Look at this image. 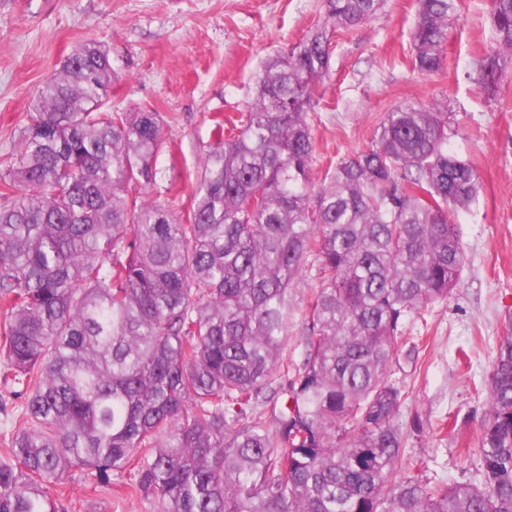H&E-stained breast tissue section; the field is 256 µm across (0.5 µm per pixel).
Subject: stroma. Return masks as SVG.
<instances>
[{"label":"stroma","mask_w":512,"mask_h":512,"mask_svg":"<svg viewBox=\"0 0 512 512\" xmlns=\"http://www.w3.org/2000/svg\"><path fill=\"white\" fill-rule=\"evenodd\" d=\"M324 20V0H0V161L30 121L36 91L79 44L108 49L118 78L108 111L152 110L164 119L157 174L143 193L187 216L201 156L216 123L245 111L260 63ZM415 0H384L367 23L331 36L323 109L311 117L314 171L368 148L402 102L438 101L458 130L448 147L468 160L477 198L455 215L467 262L452 296L413 324L418 357L393 365L405 383L403 422L421 416L408 455L436 481L480 466L494 349L512 313V73L489 93L466 77L495 47L487 0H458L442 69L414 70ZM62 512H159L130 488L73 479L52 485Z\"/></svg>","instance_id":"35a3bbf8"}]
</instances>
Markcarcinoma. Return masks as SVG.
<instances>
[{
  "instance_id": "obj_1",
  "label": "carcinoma",
  "mask_w": 512,
  "mask_h": 512,
  "mask_svg": "<svg viewBox=\"0 0 512 512\" xmlns=\"http://www.w3.org/2000/svg\"><path fill=\"white\" fill-rule=\"evenodd\" d=\"M382 0H325L348 30ZM456 0H417L412 64L441 69ZM512 71V0H489ZM317 27L269 59L247 111L212 130L186 218L142 195L163 142L157 112H103L116 73L88 41L40 87L0 172V379L24 425L0 457V512H60L48 485L114 472L160 512H512V315L462 482L405 452L411 319L447 300L465 254L451 216L476 196L448 151L440 103L407 100L374 144L312 170L309 113L330 69ZM319 288L297 314L307 269ZM303 326L288 364L290 328Z\"/></svg>"
}]
</instances>
